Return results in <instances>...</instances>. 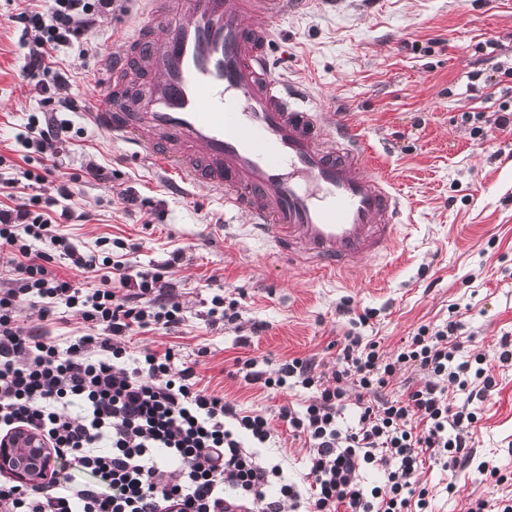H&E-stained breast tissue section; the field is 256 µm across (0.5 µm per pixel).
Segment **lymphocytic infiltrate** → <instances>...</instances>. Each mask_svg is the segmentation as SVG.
I'll return each mask as SVG.
<instances>
[{
    "label": "lymphocytic infiltrate",
    "mask_w": 512,
    "mask_h": 512,
    "mask_svg": "<svg viewBox=\"0 0 512 512\" xmlns=\"http://www.w3.org/2000/svg\"><path fill=\"white\" fill-rule=\"evenodd\" d=\"M113 0H45L20 13L28 45L21 73L56 94L68 76L55 65L61 48L82 42ZM78 111L64 97L58 108L32 117L19 141L54 156L71 129L58 110ZM36 199L0 204V254L16 278L0 289V435L27 429L41 435L61 468L40 485L0 482V512H427L420 481L424 460L476 466L496 483L512 481L477 459L471 433L476 409L453 406L451 389L483 399L494 362L512 361V337L502 336L496 360H463L462 326L451 320L420 327L395 357L351 333L332 373L313 359L281 363L276 375L246 360L244 378L264 388L295 380L318 395L303 411L279 409L309 450L305 485L256 453L271 437L267 418L201 388L193 366L174 369L175 353L144 350L130 357L120 339L152 325L173 328L182 307L158 269L130 271L124 262L96 259L58 234ZM96 273L81 288L51 270L54 260ZM29 301L41 323L18 325L16 307ZM77 310L95 333L60 345L43 321L53 308ZM423 372L398 398L380 396L397 371ZM361 389L352 423H344L347 384Z\"/></svg>",
    "instance_id": "f902f5d3"
}]
</instances>
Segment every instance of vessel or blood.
Segmentation results:
<instances>
[{"mask_svg":"<svg viewBox=\"0 0 512 512\" xmlns=\"http://www.w3.org/2000/svg\"><path fill=\"white\" fill-rule=\"evenodd\" d=\"M145 2L151 24L108 57L90 122L181 184L221 189L289 259L333 275L388 252L400 195L349 126L325 128L270 68L265 18L311 0Z\"/></svg>","mask_w":512,"mask_h":512,"instance_id":"1","label":"vessel or blood"}]
</instances>
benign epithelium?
<instances>
[{"label": "benign epithelium", "mask_w": 512, "mask_h": 512, "mask_svg": "<svg viewBox=\"0 0 512 512\" xmlns=\"http://www.w3.org/2000/svg\"><path fill=\"white\" fill-rule=\"evenodd\" d=\"M53 465L48 443L38 434L19 431L0 440V473L29 482L47 476Z\"/></svg>", "instance_id": "7a95c632"}]
</instances>
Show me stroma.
Wrapping results in <instances>:
<instances>
[{"instance_id":"1","label":"stroma","mask_w":512,"mask_h":512,"mask_svg":"<svg viewBox=\"0 0 512 512\" xmlns=\"http://www.w3.org/2000/svg\"><path fill=\"white\" fill-rule=\"evenodd\" d=\"M24 7L23 0H0V183L47 201L56 196L54 182L28 187L23 173L39 170L41 156L16 139L45 108L44 93L21 75L28 47L16 16ZM148 22L141 0H124L86 43L62 48L68 95L87 104L105 75L104 52ZM271 25L274 72L311 96L323 125L340 120L356 130L369 167L400 191L403 237L391 252L333 278L289 264L250 234L245 212L225 209L221 192H173L171 175L81 111L67 113L74 133L59 143L56 161L61 172L77 175L73 207L88 218L60 227L85 253L102 255L99 239L117 238L112 256L129 268L167 266L164 280L182 306V323L135 332L124 344L134 353L173 349L209 392L265 414L274 437L260 456L299 481L307 450L279 409L303 408L316 389L248 384L236 360L272 370L313 357L329 373L349 330L391 356L421 326L450 319L463 325L464 359L495 357L501 336L512 335V126L494 124L512 111V0H313ZM92 161L111 168L110 181L84 178ZM128 195L135 207H126ZM216 294L237 300L236 321L209 320ZM256 323L263 326L257 334ZM493 375L472 444L478 456L512 472V362L496 365ZM421 480L431 512H467L470 500L512 496V483L473 469L444 471L428 462ZM450 483L456 492H446Z\"/></svg>"}]
</instances>
